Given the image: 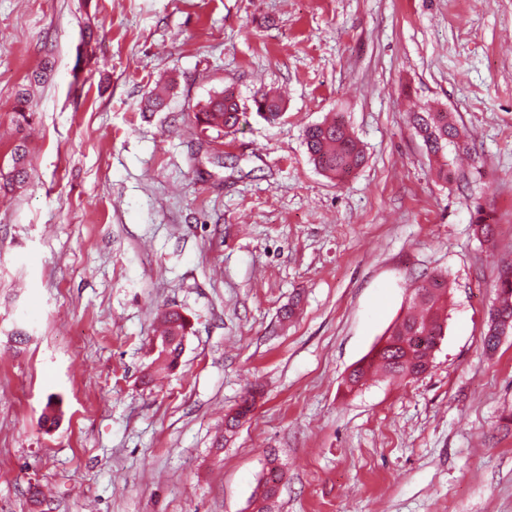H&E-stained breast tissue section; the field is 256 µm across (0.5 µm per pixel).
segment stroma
Returning a JSON list of instances; mask_svg holds the SVG:
<instances>
[{"instance_id": "35a3bbf8", "label": "stroma", "mask_w": 512, "mask_h": 512, "mask_svg": "<svg viewBox=\"0 0 512 512\" xmlns=\"http://www.w3.org/2000/svg\"><path fill=\"white\" fill-rule=\"evenodd\" d=\"M158 80L168 109L142 111ZM227 87L242 126L200 135L191 113ZM420 109L458 119L453 180ZM334 116L366 154L341 182L304 142ZM22 137L31 178L0 193V512H251L271 451L277 512H512V332L483 349L512 269V0H0V159ZM437 272L430 371L347 391ZM171 306L194 333L148 385ZM47 71L46 67L39 71H34L27 77V83L18 90L14 111L22 118H26L25 112H29L31 109L30 105L33 101L36 88L46 81ZM256 404V392L248 391L242 398L238 407L224 418V433L233 434L243 420L251 414Z\"/></svg>"}]
</instances>
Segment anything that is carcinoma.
Wrapping results in <instances>:
<instances>
[{"label":"carcinoma","mask_w":512,"mask_h":512,"mask_svg":"<svg viewBox=\"0 0 512 512\" xmlns=\"http://www.w3.org/2000/svg\"><path fill=\"white\" fill-rule=\"evenodd\" d=\"M47 69L33 72L27 83L17 92L14 111L25 116L30 111L34 92L46 81ZM256 111L267 120L277 119L282 105L278 98L263 93L253 99ZM243 112L238 97L230 89L211 95L208 101L194 113L195 124L201 132H214L221 136L224 130L238 128ZM410 122L422 138L426 152L438 164V176L450 179L446 154L448 147L460 146L461 133L456 121L448 112H414ZM305 143L312 163L331 178L342 180L357 170L365 160L363 149L349 132L345 123L334 118L308 127ZM28 150L25 143L15 145L8 159L9 171L4 174L6 184L21 185L28 178ZM498 305L490 310L484 348L493 351L498 346V335L512 332V277L506 276L499 284ZM448 278L435 274L414 288L407 312L386 332L390 342L372 351L354 367L345 379L349 390L367 381L372 373H381L401 382L418 379L432 367L436 339L444 336L447 322ZM163 330L156 343L155 357L150 369L161 374L175 369L184 351L190 325L177 309L167 308L160 313ZM425 337V347L413 345L412 337ZM256 404V392L249 391L238 407L224 418V432L232 434L251 414ZM284 476L276 454L269 453L265 472L259 480L251 499V512H274L278 491L276 483Z\"/></svg>","instance_id":"carcinoma-1"}]
</instances>
